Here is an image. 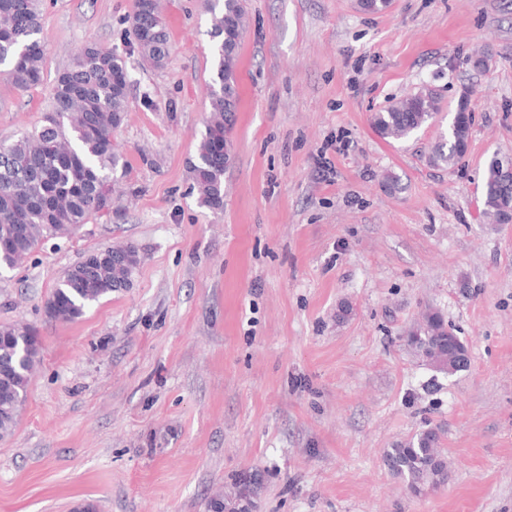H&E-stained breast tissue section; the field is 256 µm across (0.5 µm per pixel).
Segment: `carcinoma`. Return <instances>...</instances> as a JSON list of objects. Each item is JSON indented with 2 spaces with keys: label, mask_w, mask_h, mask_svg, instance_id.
<instances>
[{
  "label": "carcinoma",
  "mask_w": 512,
  "mask_h": 512,
  "mask_svg": "<svg viewBox=\"0 0 512 512\" xmlns=\"http://www.w3.org/2000/svg\"><path fill=\"white\" fill-rule=\"evenodd\" d=\"M212 15L216 58L208 83L210 115L191 162L193 190L210 209L224 206V171L231 148L228 135L239 108L236 77L240 39L247 23L243 0H206ZM129 35L143 62L159 67L169 54V34L160 0H134ZM39 0H0V66L19 90L41 84L45 49L39 39ZM129 82L126 60L110 48L85 44L55 77L50 111L40 125L11 142L0 143V269L13 270L44 241L70 239L79 229L119 212L114 207V175L128 161L113 134L125 122ZM441 112L437 92L422 86L374 113L372 126L384 140H407L434 125ZM473 116L468 99L459 100L447 132L435 142L428 163L450 170L467 157ZM485 213L512 222V180L504 181L498 158L484 174ZM141 262L133 246L100 248L84 254L59 279L46 306L55 321L72 322L101 298L118 291ZM24 323L0 324V360L11 373L0 381V438L14 431L16 412L25 402L31 376L40 364L38 340ZM407 345L435 369L450 375L468 368V349L442 314L427 311L409 330ZM389 471L416 496L448 484V461L436 430L424 429L385 452Z\"/></svg>",
  "instance_id": "cac0c4a2"
}]
</instances>
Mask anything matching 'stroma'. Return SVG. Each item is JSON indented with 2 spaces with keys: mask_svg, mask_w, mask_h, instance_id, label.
<instances>
[{
  "mask_svg": "<svg viewBox=\"0 0 512 512\" xmlns=\"http://www.w3.org/2000/svg\"><path fill=\"white\" fill-rule=\"evenodd\" d=\"M164 67L128 33L133 0H41L45 82L0 75V140L41 122L75 48L128 61L123 210L0 273V324L41 362L0 439V512H211L239 480L254 512H512V224L483 215L491 158L512 160V0H246L224 206L190 163L210 111L205 0H160ZM486 70L472 68L476 54ZM468 95L469 154L427 155L373 113L420 85ZM394 174L395 189L383 178ZM133 245L129 288L76 321L45 305L88 251ZM440 312L471 364L449 375L406 345ZM438 429L448 483L411 495L383 454Z\"/></svg>",
  "mask_w": 512,
  "mask_h": 512,
  "instance_id": "obj_1",
  "label": "stroma"
}]
</instances>
